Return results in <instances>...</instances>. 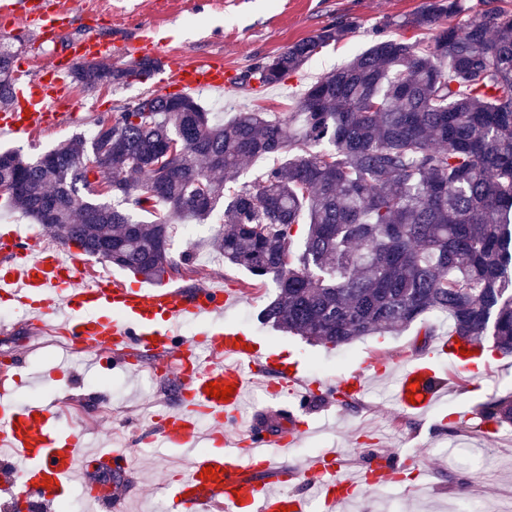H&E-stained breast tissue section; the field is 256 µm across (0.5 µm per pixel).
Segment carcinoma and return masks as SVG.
<instances>
[{
  "instance_id": "carcinoma-1",
  "label": "carcinoma",
  "mask_w": 512,
  "mask_h": 512,
  "mask_svg": "<svg viewBox=\"0 0 512 512\" xmlns=\"http://www.w3.org/2000/svg\"><path fill=\"white\" fill-rule=\"evenodd\" d=\"M402 26L436 34L381 37L292 112L221 122L188 94L142 97L88 141L0 152V191L64 245L158 283L194 273L190 252H171L178 224L220 209L211 248L272 285L260 318L275 328L338 347L442 312L463 342L512 355V10L429 0ZM348 32L330 23L245 77L277 85ZM15 57L1 42V106ZM153 71L148 57L88 61L73 77L95 89ZM257 158L273 165L239 182ZM481 422L512 424V396Z\"/></svg>"
}]
</instances>
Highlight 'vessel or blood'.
Returning a JSON list of instances; mask_svg holds the SVG:
<instances>
[{
    "mask_svg": "<svg viewBox=\"0 0 512 512\" xmlns=\"http://www.w3.org/2000/svg\"><path fill=\"white\" fill-rule=\"evenodd\" d=\"M0 18L11 25L33 26L41 40L53 41L64 34L72 15L47 10L40 0H0ZM112 54L111 42L104 39L73 44L69 56L54 60L38 81L17 90L12 110L0 113V134L23 135L59 123L60 105L69 97L65 76L74 61ZM158 72L162 85L188 92L221 90L231 86L235 77L233 71L208 60L168 58ZM0 250L9 255L0 266V298L44 324H59L72 344L93 352L101 367L130 354L171 357L170 369L188 397L159 422L149 441L183 454L186 461L173 484L174 512H212L217 505L223 512H286L304 505L303 497L275 490L251 476L256 469L275 474L287 471V462L273 453L274 448L285 447L284 438L253 427L239 442L224 429L239 421L253 376L275 377L287 388L294 408L304 414L318 389L330 394L339 389L352 395L363 392L365 374L323 385L302 379L282 361L259 360L246 343L245 331L222 320L225 308L236 300L233 293L211 288L186 293L156 284L130 288L107 277L91 280L80 254L38 252L13 238L0 241ZM188 323L196 325L194 335L184 334ZM437 353L451 366L477 368L471 356L461 355L457 337H440ZM211 383L231 385L235 391L228 399L216 398L206 391ZM440 388L441 379L431 363L406 359L398 367L392 399L404 412L423 415L438 400ZM55 418L51 407L18 404L8 376L0 377V487L9 492L10 512H33L35 507L60 502L73 478L86 468L82 433H56ZM203 437L220 444L221 452H194ZM407 464L402 456L384 455L364 470L378 481ZM209 466L215 471L211 478L202 474ZM313 468L317 473L313 496L327 512H335L356 494L357 481L344 472L337 452L325 453Z\"/></svg>",
    "mask_w": 512,
    "mask_h": 512,
    "instance_id": "vessel-or-blood-1",
    "label": "vessel or blood"
}]
</instances>
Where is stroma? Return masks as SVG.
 <instances>
[{"instance_id":"1","label":"stroma","mask_w":512,"mask_h":512,"mask_svg":"<svg viewBox=\"0 0 512 512\" xmlns=\"http://www.w3.org/2000/svg\"><path fill=\"white\" fill-rule=\"evenodd\" d=\"M427 0H65L74 19L60 41L41 42L33 28L17 26L1 38L21 41L15 60L16 73L24 80L36 78L52 57L65 55L68 46L90 37L129 38L134 26L145 27L173 58L199 56L244 73L256 63L283 51L293 42L319 33L331 22L352 26L344 40L329 45L297 73L278 86L256 93L250 88L203 91L197 99L210 112L227 118L246 106L265 112H289L298 95L317 77L346 65L383 35L387 25L398 24L420 9ZM73 106L63 120L37 134L0 138V151L18 149L38 157L76 137H90L100 116H115L127 104L155 91L153 78H137L122 85H103L87 90L70 83ZM222 222L214 213L208 223L193 227L187 243L194 259L193 278L174 277L172 286L223 284L240 293L249 276L225 266L209 242ZM30 234L37 248L60 250L61 245L41 225L14 210L0 193V236L12 229ZM270 292L243 297L225 311L224 322L249 331L266 350L294 353L303 378L335 382L361 370L375 357L399 361L405 356L434 360V344L425 341L421 323H413L397 336H367L343 347L315 345L304 338L274 329L259 318ZM45 330L31 321L13 319L0 323V358L18 362L22 382L15 399L23 405L49 404L70 397L84 409L76 418L60 417L59 427L82 431L93 447H115L108 422L128 423L141 417L149 400L169 398L172 377L160 359H150L155 374L146 386L143 372L122 367L96 369L86 358L48 347ZM488 373L473 379L453 371L444 395L425 415L398 413L392 401V376L370 379L368 391L356 406L315 397L309 415L310 429L299 442L288 444V475L276 479L265 474L275 489L309 496V460L330 449L342 454L346 469L354 470L369 449L384 448L408 457V467L387 480L372 484L358 501L340 506L337 512H465L473 496L494 501L512 491V449H504L502 437L512 427H502L491 439L480 428L482 406L495 398L512 395V357L491 351L486 355ZM52 373L45 383L40 373ZM135 466L124 480L111 483L112 494L124 503L125 512H170L167 481L181 468L177 454L165 449L132 448ZM457 454L463 467H434V460Z\"/></svg>"}]
</instances>
